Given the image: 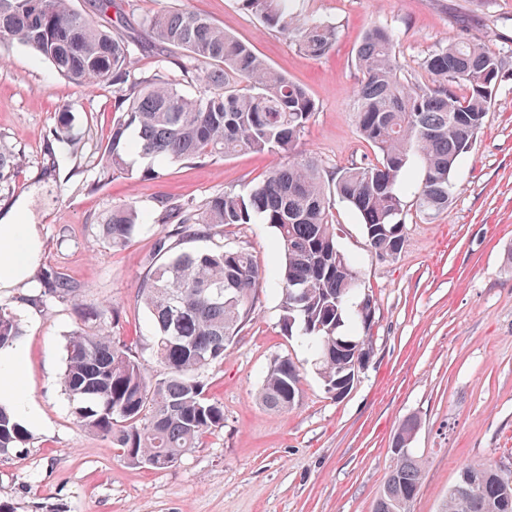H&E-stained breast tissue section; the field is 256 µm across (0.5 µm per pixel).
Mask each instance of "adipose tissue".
Wrapping results in <instances>:
<instances>
[{
	"instance_id": "1",
	"label": "adipose tissue",
	"mask_w": 512,
	"mask_h": 512,
	"mask_svg": "<svg viewBox=\"0 0 512 512\" xmlns=\"http://www.w3.org/2000/svg\"><path fill=\"white\" fill-rule=\"evenodd\" d=\"M40 258V246L32 225L0 224V291L24 283ZM26 358L20 345L0 350V405L9 408L27 428L40 423L28 402L23 382Z\"/></svg>"
}]
</instances>
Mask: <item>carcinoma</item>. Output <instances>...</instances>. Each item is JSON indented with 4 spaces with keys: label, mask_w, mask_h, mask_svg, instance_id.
<instances>
[{
    "label": "carcinoma",
    "mask_w": 512,
    "mask_h": 512,
    "mask_svg": "<svg viewBox=\"0 0 512 512\" xmlns=\"http://www.w3.org/2000/svg\"><path fill=\"white\" fill-rule=\"evenodd\" d=\"M70 0H0V43L16 41L47 60L56 74L90 87L110 83L126 109L112 124L102 169L124 174L132 158L166 163L227 158L266 152L281 163L248 192H224L200 206L161 202L168 228L158 239L160 263L149 262L140 300L151 315V350L163 369L146 375L127 344L112 336L111 307H83L69 334L60 384L82 429L105 438L135 468L175 466L209 434L224 427V406L206 394L208 371L254 313L266 280L252 255L216 245L175 251L187 239H212L215 228L268 224L277 234L283 262L274 276L282 294L281 321L315 356L326 391L353 369L347 340L371 345L373 318L361 303L359 276L336 243L329 220L326 184L314 157L299 151L317 110L302 86L276 72L253 48L195 13L170 8L143 21L155 46L177 71L156 81L133 69L135 40L123 33L127 21L109 15L112 0H97L93 15L74 11ZM243 9L268 27L292 37L299 51L320 57L336 42V27L302 18L292 0H240ZM394 34L372 27L356 53L362 74L352 112L375 158L344 168L333 192L361 218L371 249L381 257L399 254L405 224L402 187L413 163L421 166L417 210L432 216L448 208L451 175L468 153L490 109L501 68L499 56L480 44L460 41L423 62L434 85L412 87L401 78L393 54ZM202 73L204 91L195 97L180 88L182 76ZM463 89L459 94L454 88ZM54 140L79 139L71 112L58 114ZM140 208L127 201L112 208L99 226L113 249L137 233ZM40 298L74 299L77 288L61 273L45 270ZM22 335L19 319L0 305V349ZM300 374L288 357L273 360L259 392L274 411L293 409ZM29 431L0 406V454L21 448ZM394 464L373 512H410L425 463L411 450L392 449ZM150 464H145V461ZM491 465H465L456 479L464 498L448 492L442 512H512V482Z\"/></svg>",
    "instance_id": "cac0c4a2"
}]
</instances>
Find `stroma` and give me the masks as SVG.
<instances>
[{"mask_svg":"<svg viewBox=\"0 0 512 512\" xmlns=\"http://www.w3.org/2000/svg\"><path fill=\"white\" fill-rule=\"evenodd\" d=\"M166 6L207 16L249 43L276 71L304 87L317 110L301 148L315 156L325 182L352 162L372 158L352 104L360 74L356 49L366 30L395 35L394 54L410 85L427 86L429 54L461 40L485 45L503 61L494 97L469 153L452 176L447 210L427 218L414 191L403 201L405 238L396 258L377 256L357 214L330 199L336 242L355 263L374 307L372 357L343 398L327 393L313 356L281 321V291L267 281L255 311L206 378L224 405V426L166 470L127 466L102 437L77 426L59 377L77 306L112 305V326L137 352L145 372L160 366L148 344L153 325L137 299L164 226L155 202L203 204L260 181L274 156L238 154L191 164H160L142 176H104L101 156L119 116V94L104 84L79 88L17 43L0 44V145L17 163L0 180V218L34 225L38 269L77 286L75 302H38L35 277L0 292L18 317L27 356L26 393L41 417L30 442L0 456V497L17 512H372L393 464L392 439L417 418L411 448L425 463L411 512H440L462 466L487 463L512 471V0H297L298 12L333 24V50L300 54L288 35L268 28L238 0H122L139 44L137 75L166 78L142 20ZM75 115L80 142L46 147L62 108ZM136 201L141 231L114 250L97 228L112 207ZM215 243L252 254L274 272L281 262L274 228L219 227ZM299 368L300 397L288 412L258 399L275 358Z\"/></svg>","mask_w":512,"mask_h":512,"instance_id":"35a3bbf8","label":"stroma"}]
</instances>
